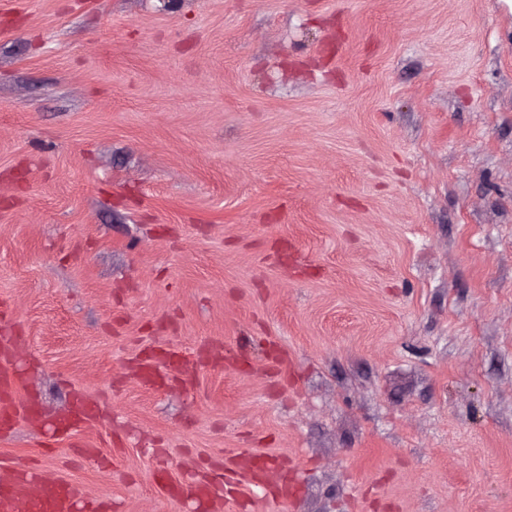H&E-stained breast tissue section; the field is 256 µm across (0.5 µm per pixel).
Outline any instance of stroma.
Returning a JSON list of instances; mask_svg holds the SVG:
<instances>
[{
	"label": "stroma",
	"mask_w": 512,
	"mask_h": 512,
	"mask_svg": "<svg viewBox=\"0 0 512 512\" xmlns=\"http://www.w3.org/2000/svg\"><path fill=\"white\" fill-rule=\"evenodd\" d=\"M2 326L0 472L196 512L153 473L246 450L288 500L208 512H512V7L0 0ZM17 336L8 328H3L0 336V422L1 428L10 426L20 414L27 412V406L14 400L16 377L9 366L14 357Z\"/></svg>",
	"instance_id": "stroma-1"
}]
</instances>
